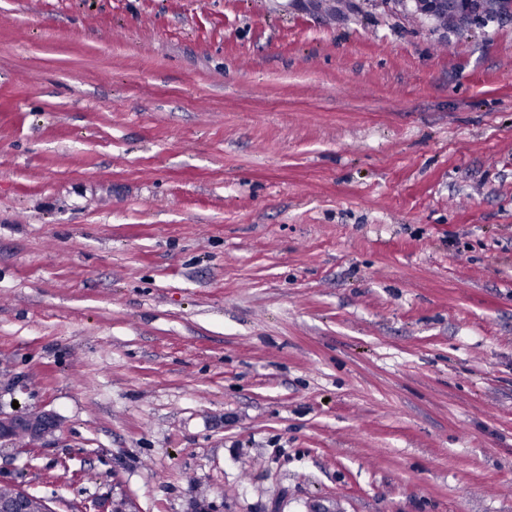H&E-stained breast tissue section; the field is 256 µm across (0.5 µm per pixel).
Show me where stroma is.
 Masks as SVG:
<instances>
[{"label": "stroma", "mask_w": 512, "mask_h": 512, "mask_svg": "<svg viewBox=\"0 0 512 512\" xmlns=\"http://www.w3.org/2000/svg\"><path fill=\"white\" fill-rule=\"evenodd\" d=\"M0 0V446L55 512H512V24ZM60 423L57 415L44 408L21 413L0 411L1 446L23 442L27 446L46 445L55 437Z\"/></svg>", "instance_id": "1"}]
</instances>
